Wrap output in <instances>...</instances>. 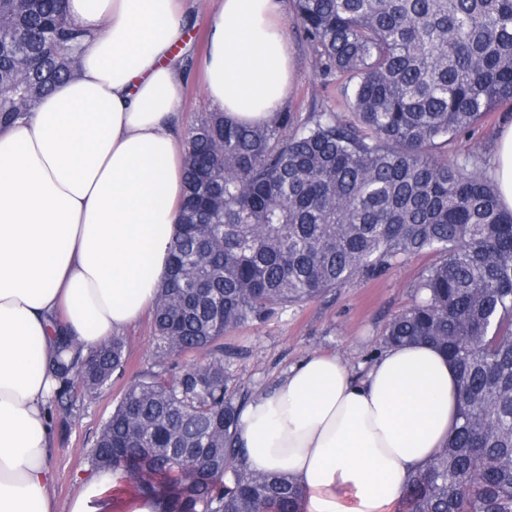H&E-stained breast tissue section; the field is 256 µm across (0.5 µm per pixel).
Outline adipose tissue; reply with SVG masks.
<instances>
[{
    "label": "adipose tissue",
    "instance_id": "obj_1",
    "mask_svg": "<svg viewBox=\"0 0 512 512\" xmlns=\"http://www.w3.org/2000/svg\"><path fill=\"white\" fill-rule=\"evenodd\" d=\"M186 0H66L80 69L0 129V512H54L49 401L60 338L82 349L154 307L179 231L173 49ZM284 0H218L204 62L215 111L243 125L281 110L294 78ZM512 211V123L491 160ZM459 418L458 374L430 345L385 349L364 378L314 354L244 409L249 469L307 490L305 512H388Z\"/></svg>",
    "mask_w": 512,
    "mask_h": 512
}]
</instances>
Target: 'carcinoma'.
Masks as SVG:
<instances>
[{
	"instance_id": "1",
	"label": "carcinoma",
	"mask_w": 512,
	"mask_h": 512,
	"mask_svg": "<svg viewBox=\"0 0 512 512\" xmlns=\"http://www.w3.org/2000/svg\"><path fill=\"white\" fill-rule=\"evenodd\" d=\"M342 79L349 116L243 126L210 112L182 139L185 202L155 304L150 367L131 377L92 468L158 512H299L305 488L237 447L249 396L230 392L224 335L434 251L380 348L426 342L459 376V424L411 474L400 512H512V212L478 162L439 154L512 103V0H295ZM0 125L73 77L85 34L65 0H0ZM193 357L182 364L179 359ZM70 410L122 376L126 342L61 344Z\"/></svg>"
}]
</instances>
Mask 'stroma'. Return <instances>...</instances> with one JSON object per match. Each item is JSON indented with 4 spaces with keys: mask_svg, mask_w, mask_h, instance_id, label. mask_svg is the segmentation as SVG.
Masks as SVG:
<instances>
[{
    "mask_svg": "<svg viewBox=\"0 0 512 512\" xmlns=\"http://www.w3.org/2000/svg\"><path fill=\"white\" fill-rule=\"evenodd\" d=\"M215 0H188L189 23L176 52L186 72L181 122L190 125L212 107L201 80L207 49L208 25ZM295 0H286L284 26L295 70L285 109L303 117L319 102L339 113L346 107L336 80L321 74L311 43L295 20ZM512 120V104L488 113L475 127L449 140L442 156L454 163L476 155L489 163L497 136ZM436 253L425 251L401 260L375 280L355 279L313 300L279 312L274 317L239 327L224 337V359L234 371V386L250 397L269 392L288 369L312 353L338 358L353 376H364L377 355L383 331L390 319L414 300L413 286L438 262ZM127 342V375L145 368L154 351L150 316H143L124 333ZM124 378H113L96 396L78 402L72 412L51 411L53 453L49 464L54 476L56 512H69L82 481L91 476L88 454L96 437L118 403Z\"/></svg>",
    "mask_w": 512,
    "mask_h": 512,
    "instance_id": "1",
    "label": "stroma"
}]
</instances>
